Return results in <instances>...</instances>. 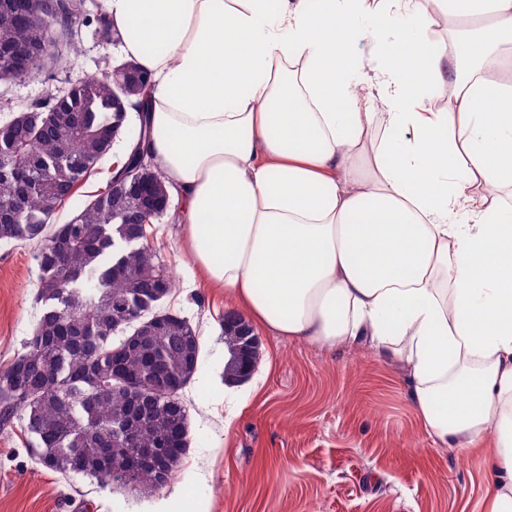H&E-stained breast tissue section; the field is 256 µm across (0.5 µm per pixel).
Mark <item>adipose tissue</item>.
I'll return each instance as SVG.
<instances>
[{"instance_id":"adipose-tissue-1","label":"adipose tissue","mask_w":512,"mask_h":512,"mask_svg":"<svg viewBox=\"0 0 512 512\" xmlns=\"http://www.w3.org/2000/svg\"><path fill=\"white\" fill-rule=\"evenodd\" d=\"M367 0H105L147 72L148 155L181 201L201 282L252 328L402 363L434 444L489 448L487 512H512V0H378L414 33L374 58L383 115L360 111ZM472 30L434 44L436 8ZM447 110L425 104L444 69ZM383 120L386 137L364 136Z\"/></svg>"}]
</instances>
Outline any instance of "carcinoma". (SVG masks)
Wrapping results in <instances>:
<instances>
[{
  "label": "carcinoma",
  "instance_id": "cac0c4a2",
  "mask_svg": "<svg viewBox=\"0 0 512 512\" xmlns=\"http://www.w3.org/2000/svg\"><path fill=\"white\" fill-rule=\"evenodd\" d=\"M90 0H0V84L40 77L71 23L95 25L102 41L121 40ZM147 74L133 62L107 75L68 83L47 104L0 129V241L37 245L42 313L23 350L0 369V421L22 416L31 448L46 469L103 486L126 470L146 493L179 469L186 409L179 392L197 371L200 340L186 318L165 307L174 277L159 275L162 256L147 244L162 216L142 194L160 200L168 185L152 158L130 149L141 129L127 113ZM128 134L124 160L103 191L70 221L57 213L96 173L112 135ZM66 260L59 263V253ZM223 323L235 346L245 317ZM158 449L156 467L140 449Z\"/></svg>",
  "mask_w": 512,
  "mask_h": 512
}]
</instances>
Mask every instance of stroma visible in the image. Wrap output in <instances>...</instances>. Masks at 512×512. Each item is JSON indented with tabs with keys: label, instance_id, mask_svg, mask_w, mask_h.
<instances>
[{
	"label": "stroma",
	"instance_id": "35a3bbf8",
	"mask_svg": "<svg viewBox=\"0 0 512 512\" xmlns=\"http://www.w3.org/2000/svg\"><path fill=\"white\" fill-rule=\"evenodd\" d=\"M35 80L0 84V124L43 103L65 82L107 71L120 46L75 25ZM148 243L177 277L165 305L200 338L198 370L180 393L189 447L161 491L101 486L40 465L18 419L0 422V512H485V450L433 444L406 374L366 345L323 348L259 333L252 376L224 381L223 293L193 279L180 228L153 225ZM34 246L0 242V368L41 315Z\"/></svg>",
	"mask_w": 512,
	"mask_h": 512
}]
</instances>
